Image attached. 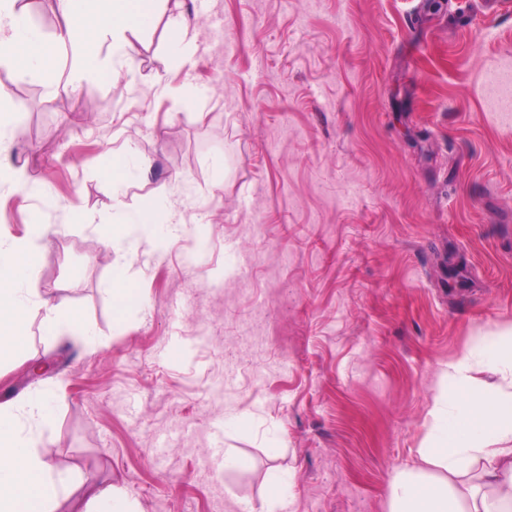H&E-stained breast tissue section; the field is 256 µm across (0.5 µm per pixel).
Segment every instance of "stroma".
Returning <instances> with one entry per match:
<instances>
[{
  "mask_svg": "<svg viewBox=\"0 0 512 512\" xmlns=\"http://www.w3.org/2000/svg\"><path fill=\"white\" fill-rule=\"evenodd\" d=\"M185 2L190 60L164 65L162 17L117 82L0 66V159L40 188L0 191V240L46 225L23 285L95 330L43 336L31 308L0 401L48 402L38 449L85 488L67 512L108 484L139 512H390L445 365L512 325V121L489 94L512 0ZM128 146L152 171L116 187ZM168 204L154 238L123 222Z\"/></svg>",
  "mask_w": 512,
  "mask_h": 512,
  "instance_id": "obj_1",
  "label": "stroma"
}]
</instances>
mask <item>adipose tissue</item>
<instances>
[{
  "label": "adipose tissue",
  "mask_w": 512,
  "mask_h": 512,
  "mask_svg": "<svg viewBox=\"0 0 512 512\" xmlns=\"http://www.w3.org/2000/svg\"><path fill=\"white\" fill-rule=\"evenodd\" d=\"M15 2L0 0V62L23 65L38 79L53 64L56 50L45 44ZM61 5L65 26L57 42L71 50V76L76 81L101 75L102 40H110L115 51L130 47L142 28V16L158 17L171 5L177 10L168 22L172 55L186 59L196 48L184 0H61ZM44 235L43 225L37 224L28 238L0 245V360L24 348L29 305L42 309L45 334H54L63 324L84 326L77 311L33 298L22 286L33 262L32 242ZM478 357L499 369L506 387L489 392L477 385L473 367ZM446 375L448 389L434 399L430 432L418 450L421 467L392 473L390 512H461L448 479L476 460L483 463L481 478L495 499L473 512H512V329L476 337L471 348L449 364ZM16 410V402H0V512H58L74 483L53 474L33 435L22 430Z\"/></svg>",
  "instance_id": "ef3b65f1"
}]
</instances>
